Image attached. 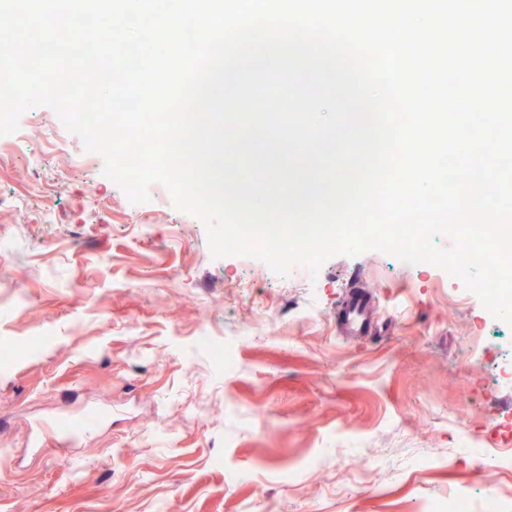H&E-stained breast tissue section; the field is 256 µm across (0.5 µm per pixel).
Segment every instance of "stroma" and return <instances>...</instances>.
Wrapping results in <instances>:
<instances>
[{
  "mask_svg": "<svg viewBox=\"0 0 512 512\" xmlns=\"http://www.w3.org/2000/svg\"><path fill=\"white\" fill-rule=\"evenodd\" d=\"M149 194L49 107L0 136V512H430L452 492L512 512V461L455 450L512 448V340L461 281L378 251L311 278L216 259ZM355 284L375 309L353 338L336 307ZM91 408L77 445L29 447L34 423Z\"/></svg>",
  "mask_w": 512,
  "mask_h": 512,
  "instance_id": "stroma-1",
  "label": "stroma"
}]
</instances>
